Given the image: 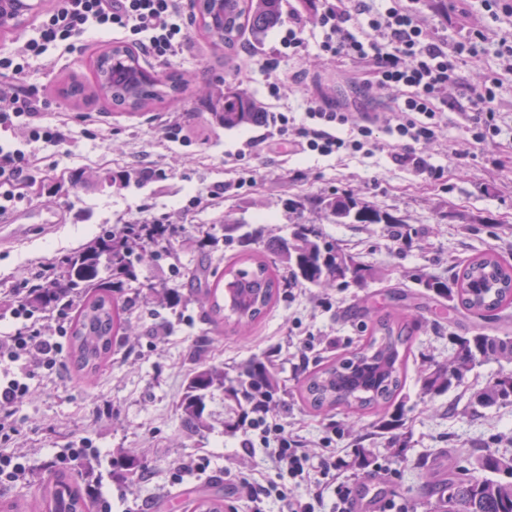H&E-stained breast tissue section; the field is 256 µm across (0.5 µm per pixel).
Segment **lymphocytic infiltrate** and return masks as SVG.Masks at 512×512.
<instances>
[{
    "label": "lymphocytic infiltrate",
    "instance_id": "obj_1",
    "mask_svg": "<svg viewBox=\"0 0 512 512\" xmlns=\"http://www.w3.org/2000/svg\"><path fill=\"white\" fill-rule=\"evenodd\" d=\"M418 3L386 0L378 7L374 0H354L348 7L343 0H323L314 15L292 12L279 39L281 55L305 59L303 33L306 27H315L321 55L349 66L360 87L391 94L395 107L378 130L345 107L317 101L301 122L276 112L260 141H242L238 157L250 155L260 142L339 157L386 148L397 166L435 178L440 171L422 148L438 138L444 113L466 121L474 144L501 135L500 78L476 85L466 77L471 63L485 51L488 32L462 24L457 39L448 41L422 16ZM91 31L136 37L145 53L161 62L173 60L187 38L177 0H54L36 36L0 54V75L24 79L31 59L52 48L71 50ZM42 108L32 89L15 90L0 98V126L23 128L30 139L57 145V130L37 122ZM32 168L31 154L0 144V214L22 201L19 187L30 180ZM55 276L54 268L42 269L6 305L23 326L13 335L0 336V485L24 480L32 470L27 457L4 448L16 431L11 408L28 393L37 370L54 372L61 363L72 300L53 309L49 327L27 303L38 283ZM242 446L249 452L262 449L274 470L273 476L262 479L247 471L229 472V479L243 488L250 512H264L270 500L279 502L280 512H318L328 491L334 496L335 512H351L353 488L340 474L335 451L312 457L301 437L288 434L272 413L261 410L254 412ZM301 486L305 495H296Z\"/></svg>",
    "mask_w": 512,
    "mask_h": 512
}]
</instances>
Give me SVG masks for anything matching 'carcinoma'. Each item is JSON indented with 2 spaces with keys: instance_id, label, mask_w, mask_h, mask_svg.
Returning a JSON list of instances; mask_svg holds the SVG:
<instances>
[{
  "instance_id": "1",
  "label": "carcinoma",
  "mask_w": 512,
  "mask_h": 512,
  "mask_svg": "<svg viewBox=\"0 0 512 512\" xmlns=\"http://www.w3.org/2000/svg\"><path fill=\"white\" fill-rule=\"evenodd\" d=\"M201 28L207 40L224 52L233 53L243 29L253 36L266 34L281 20V0H200ZM97 77L86 88L91 98H104L112 105L145 112L155 105L174 101L189 80L181 73L151 74L130 47L114 44L98 60ZM201 103L211 111L217 125L226 130L264 126L270 114L247 92L231 83L204 91ZM315 207L338 224H385L392 237L405 235L402 220L370 205H360L350 196L320 197ZM263 229L239 236L238 264L230 265L206 288L210 307L206 313L211 329L218 331L228 321L249 325L260 319L280 291L294 284L314 286L363 285L376 278L374 269L333 241L313 224H295L287 236L263 240ZM263 245L259 253L253 245ZM158 257L177 260L167 240L142 222L123 224L98 236L76 251L54 285L36 292L31 304L43 311L54 309L64 292L75 299L70 318V353L76 367L92 378L112 356L118 336L128 330L127 304L115 300L119 292L112 281L99 276L100 266L129 281L138 279L137 265ZM415 280L425 292L440 298H457L470 313L484 316L512 305V265L493 253L470 259L452 281L421 273ZM409 322L387 319L374 322L364 343L328 359L306 373L301 381V400L314 411L346 408L353 411L388 410L402 390V376L410 354ZM512 363V336H496L481 328L456 338V348L445 363L433 359L420 370L422 394L427 396L459 386L467 373L489 360ZM282 386L274 365L265 356L246 365L226 369L202 363L190 374L178 409L182 423L194 432L211 428L207 399L220 394L224 406L239 411L234 422H224V431L246 425L244 411L257 404L276 409L282 404ZM483 405L512 401V372L500 374L478 394ZM474 474L463 476L455 467L439 462L426 468L435 491L437 512H512V457L490 448L471 451ZM82 464L66 470L50 467L40 483L45 493V512H89L96 497L87 491ZM192 512H226L224 496L204 491L186 492Z\"/></svg>"
}]
</instances>
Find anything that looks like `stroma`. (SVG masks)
<instances>
[{"instance_id": "35a3bbf8", "label": "stroma", "mask_w": 512, "mask_h": 512, "mask_svg": "<svg viewBox=\"0 0 512 512\" xmlns=\"http://www.w3.org/2000/svg\"><path fill=\"white\" fill-rule=\"evenodd\" d=\"M179 9L190 23V0H180ZM473 9L476 23L491 24L493 36L470 70L472 82L478 84L497 72L496 40L512 33V19L490 23L481 0H474ZM305 38L313 56L308 68L277 58L274 29L259 39L245 35L244 46L228 66L223 48L207 44L190 23L179 59L162 63L144 54L140 62L155 73L191 76L197 87L233 81L235 69L244 68L241 89L268 110L285 107L298 118L314 97L380 120L388 115V94L367 96L355 90L343 68L318 58V32L307 30ZM116 40V35L94 32L75 52L52 49L31 60L26 83L50 104L39 123L59 131L57 147L47 149L16 132L0 130V140L22 147L35 159L33 179L19 204L29 214L27 223H0V303L13 298L43 267L91 243L103 227L143 218L173 228L171 245L187 269L176 277L160 260L139 266L138 282H125L123 295L133 301L131 333L93 381L79 380L69 360L59 373L31 380L29 393L14 408L18 433L13 447L27 455L33 472L22 482L0 487V504L11 512H43L40 473L53 463L57 451L85 438L103 452L90 478L111 498L112 512H126L134 504L146 505L148 512H184L186 489L216 484L223 486L227 504L236 510L243 493L225 478L224 467L227 456L239 452L242 436L225 433L221 399L209 402L212 428L202 433L187 431L178 409L195 357L236 367L269 352L291 384L299 338H311L308 356L313 361L352 350L365 323L385 317L401 293L407 294L412 313L423 318L411 339L400 395L405 447L388 446L374 427L376 415L360 417L344 410L314 414L294 394L288 398L284 420L288 432L315 449L323 440H334L337 455L347 465V478L357 481L362 474L355 449H370L374 462L386 466V482L406 512H429L434 500L419 462L451 449L454 465L463 468L475 447L495 448L512 457V404L482 407L475 399L490 380L512 371L511 364L485 362L464 384L429 397L422 395L418 380L425 361H447L455 337L469 335L481 324L493 333L512 329V307L481 322L459 302L425 296L413 279L421 271L447 276L450 267L489 251L512 264V141L502 135L473 144L466 127L452 120L439 140L425 148L431 163L443 171L436 181L395 166L379 151L337 158L264 146L235 167L229 153L240 141L259 135V128L218 127L195 95L137 114L102 100L62 95V86L71 78L93 80L97 57ZM265 60L277 63L283 78L280 100L269 96L259 68ZM169 127L181 130L185 142L167 138ZM145 168L154 171V179L111 186L96 178L104 170L134 173ZM248 177L256 178V186L245 185ZM345 195L403 220L406 239H393L382 224L336 223L310 204L316 197ZM291 199L302 202V209H288ZM297 222L316 225L328 240L360 254L365 263L381 270V278L345 288L298 284L280 293L252 327L205 333L204 285L192 272L225 267L237 248L210 251L201 242L204 231L238 223L284 236ZM152 284L177 288L184 298L179 310L156 304L149 295ZM124 454L141 458L146 472L123 469ZM189 456L207 458L208 469L172 481V468Z\"/></svg>"}]
</instances>
